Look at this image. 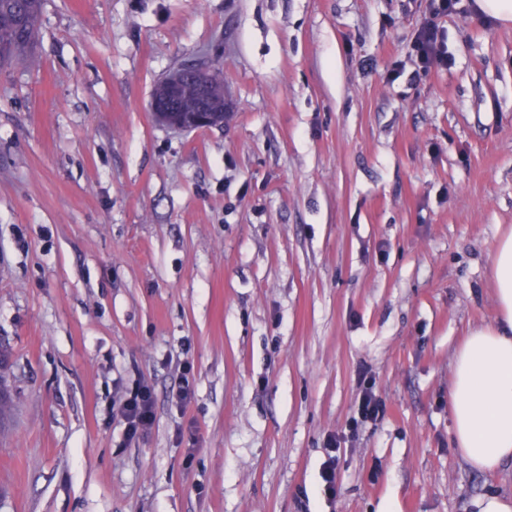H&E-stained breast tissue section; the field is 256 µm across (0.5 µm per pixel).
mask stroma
<instances>
[{
	"mask_svg": "<svg viewBox=\"0 0 512 512\" xmlns=\"http://www.w3.org/2000/svg\"><path fill=\"white\" fill-rule=\"evenodd\" d=\"M470 2L424 72L429 0H42L36 65L0 66V512L512 497L448 408L512 225V27ZM187 58L218 63L223 127L153 116ZM140 381L157 421L129 443L111 409Z\"/></svg>",
	"mask_w": 512,
	"mask_h": 512,
	"instance_id": "35a3bbf8",
	"label": "stroma"
}]
</instances>
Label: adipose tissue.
I'll list each match as a JSON object with an SVG mask.
<instances>
[{
    "instance_id": "1",
    "label": "adipose tissue",
    "mask_w": 512,
    "mask_h": 512,
    "mask_svg": "<svg viewBox=\"0 0 512 512\" xmlns=\"http://www.w3.org/2000/svg\"><path fill=\"white\" fill-rule=\"evenodd\" d=\"M491 282L495 321L470 330L449 391L455 446L484 472L512 463V226L499 233Z\"/></svg>"
}]
</instances>
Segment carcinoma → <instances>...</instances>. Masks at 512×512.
<instances>
[{
    "instance_id": "1",
    "label": "carcinoma",
    "mask_w": 512,
    "mask_h": 512,
    "mask_svg": "<svg viewBox=\"0 0 512 512\" xmlns=\"http://www.w3.org/2000/svg\"><path fill=\"white\" fill-rule=\"evenodd\" d=\"M41 0H0V62L32 46Z\"/></svg>"
}]
</instances>
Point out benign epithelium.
I'll use <instances>...</instances> for the list:
<instances>
[{"label": "benign epithelium", "mask_w": 512, "mask_h": 512, "mask_svg": "<svg viewBox=\"0 0 512 512\" xmlns=\"http://www.w3.org/2000/svg\"><path fill=\"white\" fill-rule=\"evenodd\" d=\"M220 81L216 72L198 67L193 75L179 68L155 88L151 108L162 125L175 131H192L224 123L227 103L210 93Z\"/></svg>", "instance_id": "7a95c632"}]
</instances>
